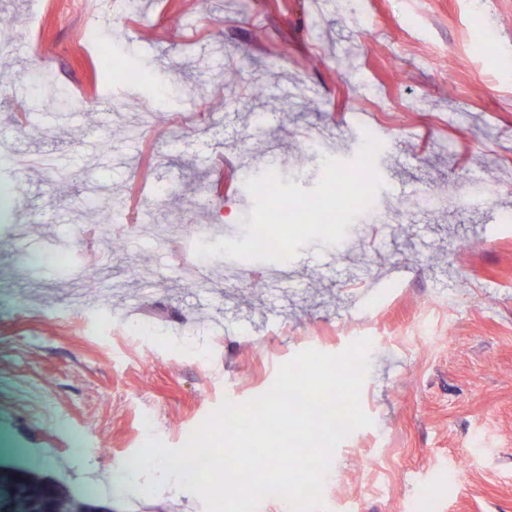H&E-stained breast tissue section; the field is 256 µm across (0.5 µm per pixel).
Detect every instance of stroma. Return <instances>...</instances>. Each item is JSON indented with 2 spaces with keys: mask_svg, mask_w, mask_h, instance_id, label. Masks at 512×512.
<instances>
[{
  "mask_svg": "<svg viewBox=\"0 0 512 512\" xmlns=\"http://www.w3.org/2000/svg\"><path fill=\"white\" fill-rule=\"evenodd\" d=\"M109 9L100 30L78 0H0L16 20L0 27L16 47L0 59V141L51 161L0 177V496L35 482L73 499L95 484L93 504L112 512H204L161 467L129 481L145 439L179 447L300 351L366 338L373 424L336 448L325 512H512V0ZM92 30L157 83L105 76ZM42 72L86 109L44 106ZM227 88L237 105L222 104ZM152 106L160 121L131 140ZM366 130L385 138L384 186L340 245L313 239L245 282L217 261L182 274L186 226L250 219L247 172L312 189L322 161L305 135L350 166ZM103 211L169 236L100 250ZM66 243L74 258L53 262Z\"/></svg>",
  "mask_w": 512,
  "mask_h": 512,
  "instance_id": "stroma-1",
  "label": "stroma"
}]
</instances>
